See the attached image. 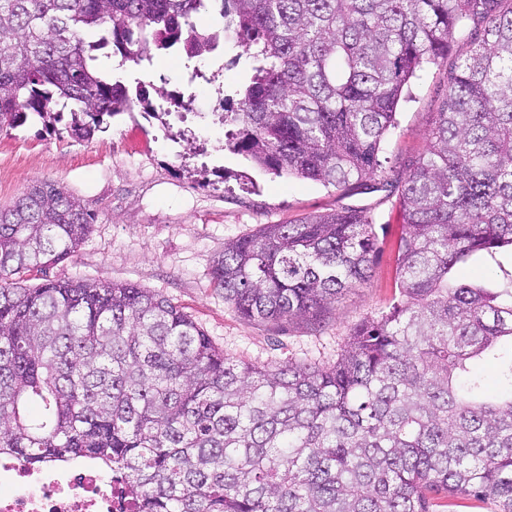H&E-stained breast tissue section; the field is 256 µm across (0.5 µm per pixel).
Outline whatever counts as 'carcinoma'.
<instances>
[{
	"label": "carcinoma",
	"mask_w": 512,
	"mask_h": 512,
	"mask_svg": "<svg viewBox=\"0 0 512 512\" xmlns=\"http://www.w3.org/2000/svg\"><path fill=\"white\" fill-rule=\"evenodd\" d=\"M0 0V129L69 111L89 141L133 108L93 65L189 59L228 33L251 67L224 102L228 145L276 176L346 191L382 173L405 87L451 72L399 203L396 293L336 362L255 366L215 349L178 306L130 283L12 276L74 253L94 215L36 179L0 209V456L86 459L124 476L140 512H429L430 496L512 512V270L449 274L512 248V5L507 0ZM372 218L343 207L230 239L214 285L248 321L317 317L373 276ZM493 360L503 392L482 395ZM499 273L496 265L481 255H473L465 259L454 270V275L462 282H486Z\"/></svg>",
	"instance_id": "obj_1"
}]
</instances>
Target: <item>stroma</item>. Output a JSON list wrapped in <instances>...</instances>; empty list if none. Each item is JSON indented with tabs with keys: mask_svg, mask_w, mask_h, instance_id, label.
<instances>
[{
	"mask_svg": "<svg viewBox=\"0 0 512 512\" xmlns=\"http://www.w3.org/2000/svg\"><path fill=\"white\" fill-rule=\"evenodd\" d=\"M470 43V32L457 35L447 63L419 72L381 144L384 176L346 193L275 176L228 149L216 114L219 93L250 77L232 37L203 58V77L191 84L185 54L176 47L140 66L100 58L102 71L121 77L135 96L132 110L114 116L106 132L77 141L63 120L0 130V206L13 205L32 180L41 179L60 184L95 215L73 256L44 272L16 274L18 285L31 288L46 278L131 283L182 308L233 359L260 366L334 362L351 329L392 301L402 232L397 183L423 152L448 95L451 65ZM166 98L177 103L168 114L157 110ZM342 206L369 210L375 219L381 250L371 281L346 292L316 320L247 321L225 303L210 275L225 240Z\"/></svg>",
	"mask_w": 512,
	"mask_h": 512,
	"instance_id": "obj_1",
	"label": "stroma"
}]
</instances>
